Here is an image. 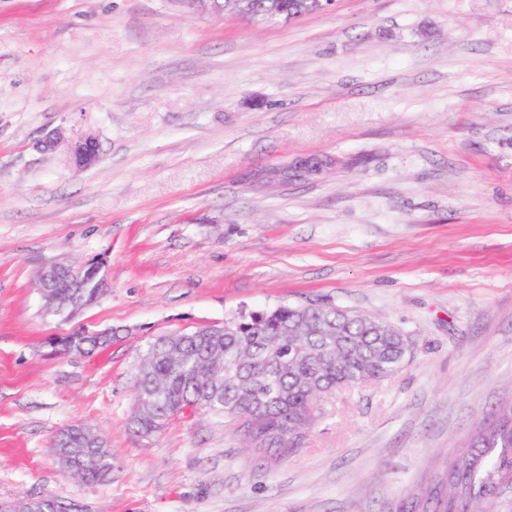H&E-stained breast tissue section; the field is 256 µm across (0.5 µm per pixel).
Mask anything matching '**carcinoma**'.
<instances>
[{"instance_id": "carcinoma-1", "label": "carcinoma", "mask_w": 512, "mask_h": 512, "mask_svg": "<svg viewBox=\"0 0 512 512\" xmlns=\"http://www.w3.org/2000/svg\"><path fill=\"white\" fill-rule=\"evenodd\" d=\"M98 277L86 268L79 283L62 279L63 296L97 294ZM107 347L78 329L62 350L84 355ZM409 340L390 323L365 313L317 304L250 313L226 330L160 336L149 346L137 377L143 411L133 421L142 435L160 432L175 416L197 412L252 419L241 433L264 461L282 460L302 447L338 389L384 381L403 366ZM112 466L108 449L86 471L101 480ZM512 485V400L480 418L463 447L453 451L400 512H481L480 505Z\"/></svg>"}]
</instances>
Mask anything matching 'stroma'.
<instances>
[{
	"label": "stroma",
	"instance_id": "stroma-1",
	"mask_svg": "<svg viewBox=\"0 0 512 512\" xmlns=\"http://www.w3.org/2000/svg\"><path fill=\"white\" fill-rule=\"evenodd\" d=\"M60 131L55 151H38ZM99 143L73 168L68 147ZM336 169L282 190L248 171ZM107 260L71 320L51 263ZM310 301L410 341L389 380L336 392L276 465L232 422L130 427L160 335ZM111 328L89 357L46 341ZM512 399V0H336L257 23L181 0H0V501L84 512H397L476 420ZM99 434L86 483L54 440ZM69 158L71 164L77 168H86L96 163L99 156V143L93 136L75 142L70 147ZM82 433L85 438L86 443L90 447L94 448H103L106 446L105 440L97 435L82 428ZM96 464H92L86 471L84 480L89 482L99 481L103 478L99 475V469L103 467H111L112 468V456L107 449V446L103 449V453L100 457L97 458Z\"/></svg>",
	"mask_w": 512,
	"mask_h": 512
}]
</instances>
